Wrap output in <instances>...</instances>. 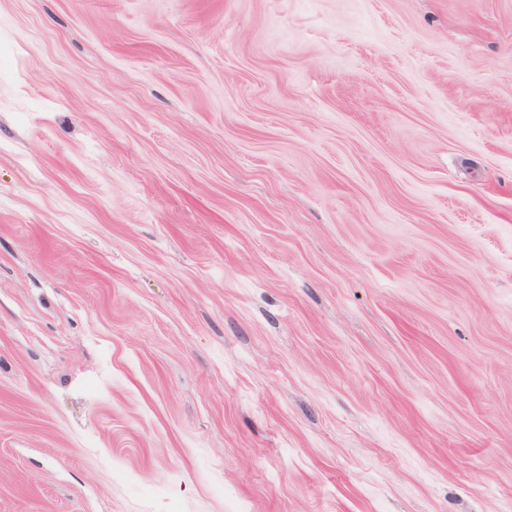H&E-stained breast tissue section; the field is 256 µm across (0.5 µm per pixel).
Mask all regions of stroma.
I'll return each instance as SVG.
<instances>
[{
	"label": "stroma",
	"mask_w": 512,
	"mask_h": 512,
	"mask_svg": "<svg viewBox=\"0 0 512 512\" xmlns=\"http://www.w3.org/2000/svg\"><path fill=\"white\" fill-rule=\"evenodd\" d=\"M0 512H512V0H0Z\"/></svg>",
	"instance_id": "35a3bbf8"
}]
</instances>
